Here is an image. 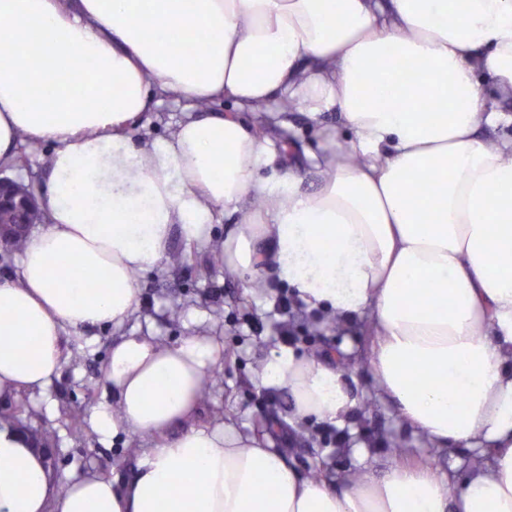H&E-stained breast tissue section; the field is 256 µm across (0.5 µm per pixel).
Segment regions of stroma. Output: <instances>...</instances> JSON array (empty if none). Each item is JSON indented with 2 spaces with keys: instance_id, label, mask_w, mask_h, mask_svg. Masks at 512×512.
Masks as SVG:
<instances>
[{
  "instance_id": "stroma-1",
  "label": "stroma",
  "mask_w": 512,
  "mask_h": 512,
  "mask_svg": "<svg viewBox=\"0 0 512 512\" xmlns=\"http://www.w3.org/2000/svg\"><path fill=\"white\" fill-rule=\"evenodd\" d=\"M185 117L181 104L165 99L145 112L132 137L137 142L166 138ZM288 123L282 137L293 141L295 147L284 155L281 166L299 174L302 190L313 191L318 176L307 165L304 153L315 149L316 144L303 113L290 112ZM239 221V214H225L221 223L213 225L209 240L201 243L174 238L170 250L185 255V263L168 264L140 276V304L122 327L69 334L66 361L45 392L23 391L16 401L0 402V413L22 402L24 425L34 432H49L53 470L64 478L96 475L125 481L137 468L139 449L154 446L151 438L104 436L92 422L95 412L115 409V399L102 375L112 345L131 334L154 337L163 345L196 334L218 343L224 377L207 400L198 404L196 424L215 427L229 419L240 431L254 435L259 424L271 416L284 418L288 433L271 434L272 446L286 452L301 472L324 468L331 485H339L361 471L366 455L381 462L395 458L441 474L473 460L469 448H429L398 417L390 402L376 399L370 374L361 367L367 359L366 319L354 318L333 328L325 319L315 318L305 305L294 307L292 315L282 314L277 297L284 287L272 275L260 276L259 287L246 292L239 278L231 276L226 268L207 263L212 245L223 243ZM175 306L180 309V317L174 321L169 311ZM286 328L293 332L288 343L297 355L313 356L329 365L340 357L355 363V371L347 372L346 380L363 405L344 425L298 422L285 393L258 387V377L273 350L286 343L282 336Z\"/></svg>"
}]
</instances>
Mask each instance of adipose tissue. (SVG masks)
<instances>
[{
	"label": "adipose tissue",
	"mask_w": 512,
	"mask_h": 512,
	"mask_svg": "<svg viewBox=\"0 0 512 512\" xmlns=\"http://www.w3.org/2000/svg\"><path fill=\"white\" fill-rule=\"evenodd\" d=\"M0 49V167L20 136L53 147L47 222L0 278V401L46 389L67 331L122 325L173 236L201 241L233 209L220 264L368 315L383 398L433 446L483 457L445 482L392 460L331 488L231 426L192 425L221 360L207 337L131 335L112 347L118 412L100 422L157 438L133 479L58 490L46 449L0 422V512H512V139L478 134L512 125L486 89L512 92V0H0ZM170 94L195 117L136 146V120ZM290 103L351 133L322 145L312 193L259 175L278 153L256 108ZM260 383L302 420L340 425L356 406L342 370L290 348Z\"/></svg>",
	"instance_id": "obj_1"
}]
</instances>
